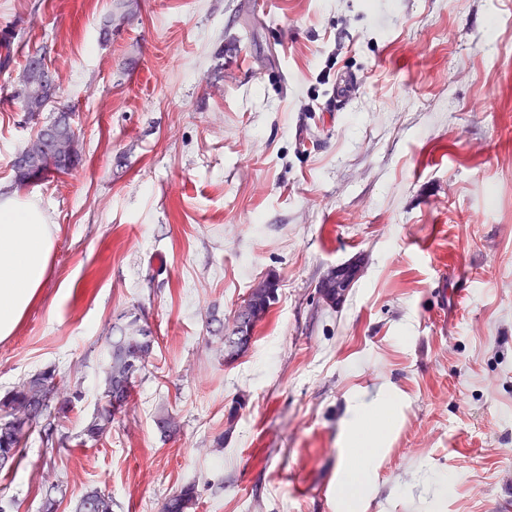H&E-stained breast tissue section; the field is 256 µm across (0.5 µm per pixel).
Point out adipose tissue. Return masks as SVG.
<instances>
[{"instance_id": "obj_1", "label": "adipose tissue", "mask_w": 512, "mask_h": 512, "mask_svg": "<svg viewBox=\"0 0 512 512\" xmlns=\"http://www.w3.org/2000/svg\"><path fill=\"white\" fill-rule=\"evenodd\" d=\"M54 248L51 225L26 206L0 203V336L11 335L37 300ZM391 399L374 410L356 409L349 442L359 472L371 470L386 430Z\"/></svg>"}]
</instances>
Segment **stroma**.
<instances>
[{
  "instance_id": "1",
  "label": "stroma",
  "mask_w": 512,
  "mask_h": 512,
  "mask_svg": "<svg viewBox=\"0 0 512 512\" xmlns=\"http://www.w3.org/2000/svg\"><path fill=\"white\" fill-rule=\"evenodd\" d=\"M60 67L79 162L18 186L54 119L15 94ZM359 82L342 111L334 74ZM55 247L0 337V396L54 371L82 398L0 469L17 512H512V0H0V201ZM354 268L327 305L329 267ZM248 350L220 340L259 279ZM156 343L125 414L83 441L104 341ZM392 397L370 475L348 411ZM175 417L162 438L156 422ZM310 490L298 498L292 482ZM198 490L195 484H187L170 496L163 505V512H190L196 505ZM86 504H90V509H85ZM76 512H113L112 496L101 489H92L82 497Z\"/></svg>"
}]
</instances>
